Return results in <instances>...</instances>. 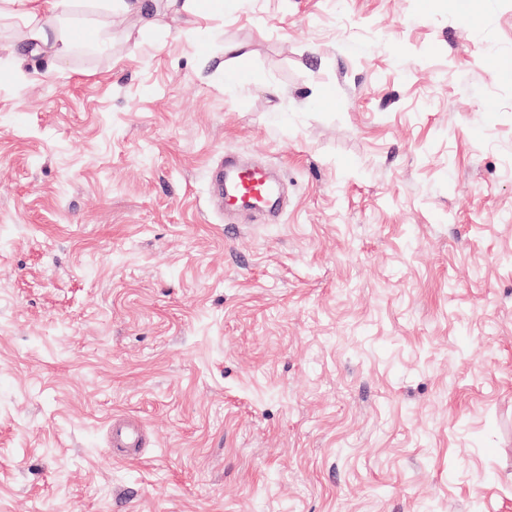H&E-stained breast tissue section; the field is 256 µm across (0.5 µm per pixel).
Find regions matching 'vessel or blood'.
Segmentation results:
<instances>
[{
    "instance_id": "vessel-or-blood-1",
    "label": "vessel or blood",
    "mask_w": 512,
    "mask_h": 512,
    "mask_svg": "<svg viewBox=\"0 0 512 512\" xmlns=\"http://www.w3.org/2000/svg\"><path fill=\"white\" fill-rule=\"evenodd\" d=\"M214 193L220 198L225 212L245 209L274 218L279 214L282 186L265 168H243L228 157L217 172ZM108 430L109 444L117 448L119 457L136 458L138 448L145 443L141 425L115 417L109 422Z\"/></svg>"
}]
</instances>
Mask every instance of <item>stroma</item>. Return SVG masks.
I'll use <instances>...</instances> for the list:
<instances>
[{"label": "stroma", "instance_id": "1", "mask_svg": "<svg viewBox=\"0 0 512 512\" xmlns=\"http://www.w3.org/2000/svg\"><path fill=\"white\" fill-rule=\"evenodd\" d=\"M29 15L0 0V512H512V5L69 0L61 54ZM227 155L285 176L279 223L211 205ZM30 39L38 44H48L53 40V44L61 43L60 50L63 51L67 48L68 43L62 34H59L55 26L50 20L44 24H35L29 28ZM109 445L117 448L115 453L121 458H137V449L142 448L145 443L144 433L141 425L132 420L112 417L108 424Z\"/></svg>", "mask_w": 512, "mask_h": 512}]
</instances>
